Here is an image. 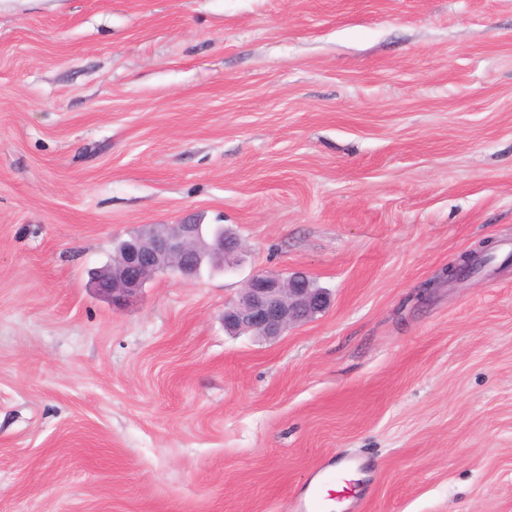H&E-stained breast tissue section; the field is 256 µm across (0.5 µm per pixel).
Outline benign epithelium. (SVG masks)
Wrapping results in <instances>:
<instances>
[{"label":"benign epithelium","mask_w":512,"mask_h":512,"mask_svg":"<svg viewBox=\"0 0 512 512\" xmlns=\"http://www.w3.org/2000/svg\"><path fill=\"white\" fill-rule=\"evenodd\" d=\"M486 243L448 266L441 279L452 284L473 263ZM240 240L222 224H162L129 236L119 245L118 262L99 269L93 282L96 292L114 304L137 297L150 278L169 269L183 282L199 278L202 270L227 272L237 266ZM330 304L323 288L311 287V279L296 271L286 277L256 272L237 296L224 304V330L275 339L293 324L310 320Z\"/></svg>","instance_id":"7a95c632"}]
</instances>
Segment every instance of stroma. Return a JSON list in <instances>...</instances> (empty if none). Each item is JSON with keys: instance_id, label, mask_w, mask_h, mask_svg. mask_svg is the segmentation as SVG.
<instances>
[{"instance_id": "obj_1", "label": "stroma", "mask_w": 512, "mask_h": 512, "mask_svg": "<svg viewBox=\"0 0 512 512\" xmlns=\"http://www.w3.org/2000/svg\"><path fill=\"white\" fill-rule=\"evenodd\" d=\"M188 220L235 271L95 291ZM258 271L330 305L225 332ZM350 456L335 512H512V0H0V512H296ZM492 244L493 243H483V245L480 246V249L478 251H473L469 254H466L462 256L457 263L448 266L445 273L441 272V279L443 280V282H446L448 284L457 282L460 279L463 270L471 263H473L481 252L490 249ZM331 467V465L327 466L320 471L318 481L335 476L336 473ZM318 481L310 483L301 495L298 505L299 512H324L325 503L321 494V488L319 485H316Z\"/></svg>"}]
</instances>
